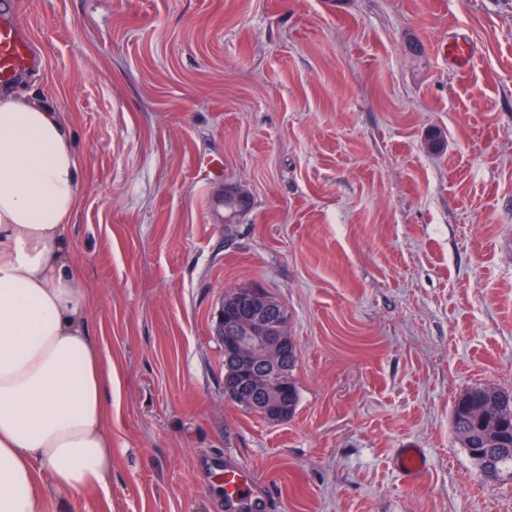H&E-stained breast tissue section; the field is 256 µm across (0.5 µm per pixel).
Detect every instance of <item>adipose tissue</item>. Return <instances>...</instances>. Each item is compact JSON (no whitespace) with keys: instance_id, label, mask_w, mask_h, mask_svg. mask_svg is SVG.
I'll return each instance as SVG.
<instances>
[{"instance_id":"obj_1","label":"adipose tissue","mask_w":512,"mask_h":512,"mask_svg":"<svg viewBox=\"0 0 512 512\" xmlns=\"http://www.w3.org/2000/svg\"><path fill=\"white\" fill-rule=\"evenodd\" d=\"M83 165L62 113L0 96V512H43V476L62 503L110 492L112 365L67 234Z\"/></svg>"}]
</instances>
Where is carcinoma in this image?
<instances>
[{"label": "carcinoma", "mask_w": 512, "mask_h": 512, "mask_svg": "<svg viewBox=\"0 0 512 512\" xmlns=\"http://www.w3.org/2000/svg\"><path fill=\"white\" fill-rule=\"evenodd\" d=\"M247 202L248 197L239 185H225L226 222L234 223ZM296 362V345L291 344L278 368L267 373V386L281 389L287 402V418L295 413L298 405V390L292 379ZM452 423L457 440L477 466L483 481L497 482L506 475L512 477V394L499 390L491 398L488 388L471 387L455 400Z\"/></svg>", "instance_id": "cac0c4a2"}]
</instances>
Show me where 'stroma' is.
Listing matches in <instances>:
<instances>
[{
  "instance_id": "obj_1",
  "label": "stroma",
  "mask_w": 512,
  "mask_h": 512,
  "mask_svg": "<svg viewBox=\"0 0 512 512\" xmlns=\"http://www.w3.org/2000/svg\"><path fill=\"white\" fill-rule=\"evenodd\" d=\"M10 2L47 58L14 88L84 160L68 233L112 361L111 494L47 512H227L203 456L273 512H512L451 424L512 393V0ZM228 182L250 206L217 224ZM249 287L297 347L280 423L224 397L212 316ZM396 464L407 480L418 477L426 468V459L417 448L400 449Z\"/></svg>"
}]
</instances>
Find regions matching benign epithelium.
<instances>
[{
	"instance_id": "obj_1",
	"label": "benign epithelium",
	"mask_w": 512,
	"mask_h": 512,
	"mask_svg": "<svg viewBox=\"0 0 512 512\" xmlns=\"http://www.w3.org/2000/svg\"><path fill=\"white\" fill-rule=\"evenodd\" d=\"M236 301L248 317L224 319V350L237 363L241 377L254 385L260 381L259 366H276L288 348L290 337L284 326L268 319L267 304L261 290L244 288ZM251 408L269 422H279L283 413L271 395L251 396Z\"/></svg>"
}]
</instances>
